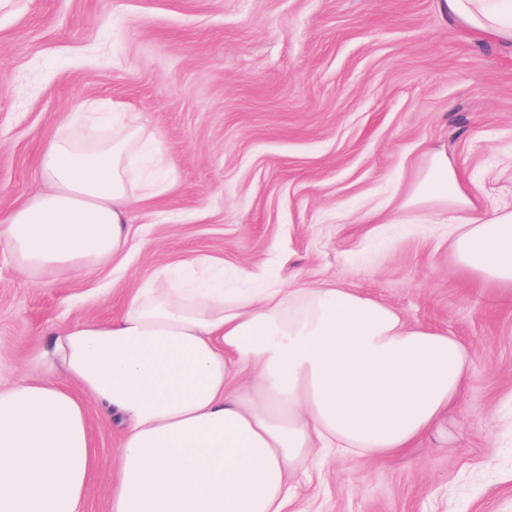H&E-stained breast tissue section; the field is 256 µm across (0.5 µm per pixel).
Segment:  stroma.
Returning <instances> with one entry per match:
<instances>
[{
	"label": "stroma",
	"instance_id": "stroma-1",
	"mask_svg": "<svg viewBox=\"0 0 512 512\" xmlns=\"http://www.w3.org/2000/svg\"><path fill=\"white\" fill-rule=\"evenodd\" d=\"M160 141L169 191L130 204L123 256L32 285L0 252V384L48 329L117 314L165 264L335 285L471 347L460 407L406 454L328 459L294 512H512V294L456 262L442 204L406 206L433 151L512 210V48L438 0H0V224L97 103ZM83 512H110L122 427L89 403Z\"/></svg>",
	"mask_w": 512,
	"mask_h": 512
}]
</instances>
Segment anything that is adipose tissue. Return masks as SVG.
I'll list each match as a JSON object with an SVG mask.
<instances>
[{
    "label": "adipose tissue",
    "instance_id": "obj_1",
    "mask_svg": "<svg viewBox=\"0 0 512 512\" xmlns=\"http://www.w3.org/2000/svg\"><path fill=\"white\" fill-rule=\"evenodd\" d=\"M439 8L512 46V0ZM84 119L42 154L45 190L0 225V250L34 284L112 262L133 195L170 186L144 127L108 112L104 136ZM410 201L448 205L461 267L476 287L512 292V211L485 207L442 152ZM468 360L456 337L345 288L231 294L210 259L170 263L117 315L58 326L33 357L41 375L0 385V512H82L91 401L123 426L110 512H287L314 456L413 447L458 406Z\"/></svg>",
    "mask_w": 512,
    "mask_h": 512
}]
</instances>
